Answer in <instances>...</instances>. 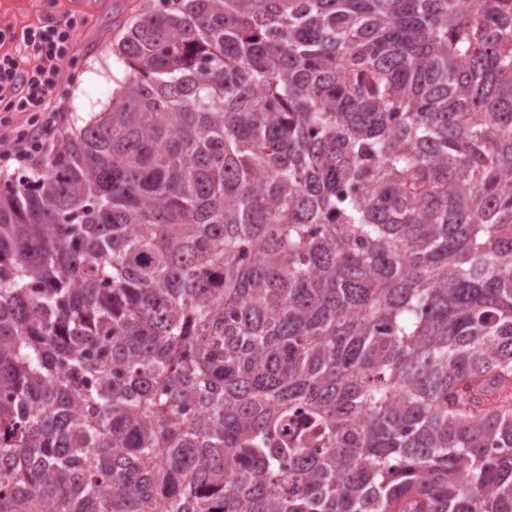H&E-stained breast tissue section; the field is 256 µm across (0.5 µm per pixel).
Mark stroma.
Listing matches in <instances>:
<instances>
[{"mask_svg": "<svg viewBox=\"0 0 512 512\" xmlns=\"http://www.w3.org/2000/svg\"><path fill=\"white\" fill-rule=\"evenodd\" d=\"M70 0H0V28H10L13 36L0 44V54L9 53L20 67L34 63L23 42L29 27L48 20L71 19L76 25L77 45L61 74V98L56 106L63 112V129L82 125L92 115L112 104L116 79L124 67L112 54L121 26L139 12L141 0H94L88 11H76Z\"/></svg>", "mask_w": 512, "mask_h": 512, "instance_id": "obj_1", "label": "stroma"}]
</instances>
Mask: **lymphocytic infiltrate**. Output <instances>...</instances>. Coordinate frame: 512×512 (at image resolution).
<instances>
[{"instance_id": "f902f5d3", "label": "lymphocytic infiltrate", "mask_w": 512, "mask_h": 512, "mask_svg": "<svg viewBox=\"0 0 512 512\" xmlns=\"http://www.w3.org/2000/svg\"><path fill=\"white\" fill-rule=\"evenodd\" d=\"M24 42L35 59L32 68L20 69L12 56H0V110L32 112L36 119L32 129L15 136L11 148L0 151V158L7 160L16 155L36 166L59 130L62 116L48 110L47 105L58 95L61 66L71 59L76 37L71 22L51 21L30 28Z\"/></svg>"}]
</instances>
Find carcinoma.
Wrapping results in <instances>:
<instances>
[{"label": "carcinoma", "mask_w": 512, "mask_h": 512, "mask_svg": "<svg viewBox=\"0 0 512 512\" xmlns=\"http://www.w3.org/2000/svg\"><path fill=\"white\" fill-rule=\"evenodd\" d=\"M0 181V512H512V13L142 0Z\"/></svg>", "instance_id": "1"}]
</instances>
